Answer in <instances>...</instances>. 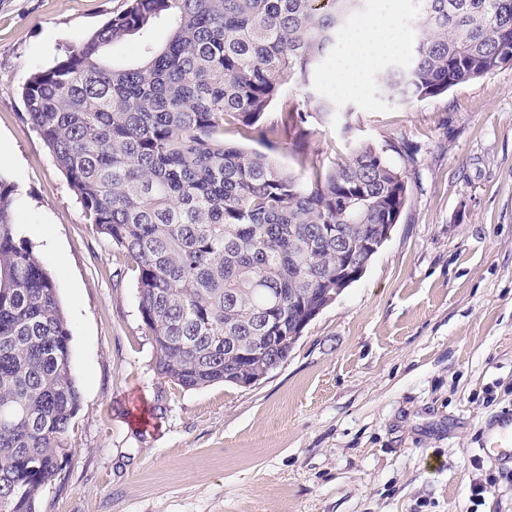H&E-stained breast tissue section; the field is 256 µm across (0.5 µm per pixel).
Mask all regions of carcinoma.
I'll return each instance as SVG.
<instances>
[{"label": "carcinoma", "mask_w": 512, "mask_h": 512, "mask_svg": "<svg viewBox=\"0 0 512 512\" xmlns=\"http://www.w3.org/2000/svg\"><path fill=\"white\" fill-rule=\"evenodd\" d=\"M368 0H129L23 88L39 133L96 231L137 272L155 368L184 390L237 386L288 358L302 323L366 271V246L407 205V176L366 142L299 171L274 152L336 122L308 85ZM411 63L379 82L423 100L512 65V0H418ZM161 43L150 39L160 23ZM141 34L140 59L109 47ZM251 140L247 149L227 136ZM0 177V512H38L62 471L81 394L54 280Z\"/></svg>", "instance_id": "carcinoma-1"}]
</instances>
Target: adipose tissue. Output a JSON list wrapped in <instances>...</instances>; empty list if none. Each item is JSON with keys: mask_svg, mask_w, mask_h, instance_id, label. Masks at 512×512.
Wrapping results in <instances>:
<instances>
[{"mask_svg": "<svg viewBox=\"0 0 512 512\" xmlns=\"http://www.w3.org/2000/svg\"><path fill=\"white\" fill-rule=\"evenodd\" d=\"M404 40L399 30L388 25L386 16L355 21L347 37V60L334 74L336 83L341 86L353 84L355 63L375 62L385 56L390 47Z\"/></svg>", "mask_w": 512, "mask_h": 512, "instance_id": "1", "label": "adipose tissue"}]
</instances>
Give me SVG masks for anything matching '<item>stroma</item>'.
Wrapping results in <instances>:
<instances>
[{
  "mask_svg": "<svg viewBox=\"0 0 512 512\" xmlns=\"http://www.w3.org/2000/svg\"><path fill=\"white\" fill-rule=\"evenodd\" d=\"M124 5L0 0V176L58 289L81 393L39 512H512V468L471 464L482 422L512 406V67L401 101L375 82L389 58L346 91L329 57L311 87L346 118L309 153L405 142L388 159L408 204L287 360L249 388L186 391L154 369L127 257L25 119L27 78Z\"/></svg>",
  "mask_w": 512,
  "mask_h": 512,
  "instance_id": "obj_1",
  "label": "stroma"
}]
</instances>
